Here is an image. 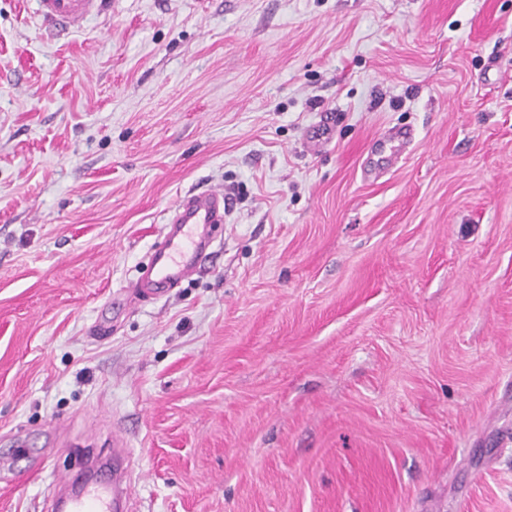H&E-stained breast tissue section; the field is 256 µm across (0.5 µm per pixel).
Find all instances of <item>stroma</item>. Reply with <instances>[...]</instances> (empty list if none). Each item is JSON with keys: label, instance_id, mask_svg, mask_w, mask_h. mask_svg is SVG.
Masks as SVG:
<instances>
[{"label": "stroma", "instance_id": "35a3bbf8", "mask_svg": "<svg viewBox=\"0 0 512 512\" xmlns=\"http://www.w3.org/2000/svg\"><path fill=\"white\" fill-rule=\"evenodd\" d=\"M116 437L137 512H512V0H0V512ZM37 15L44 24L65 33L81 29L86 20L105 13L112 0H37ZM334 117L332 113H326L319 124L312 127L307 136L308 148L314 152L324 148L333 137ZM232 207L229 197L213 190L181 197L172 208L161 248L151 256L148 275L135 283L133 292L156 298L205 262L210 254V227L223 224Z\"/></svg>", "mask_w": 512, "mask_h": 512}]
</instances>
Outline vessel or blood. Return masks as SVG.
Segmentation results:
<instances>
[{
    "instance_id": "vessel-or-blood-1",
    "label": "vessel or blood",
    "mask_w": 512,
    "mask_h": 512,
    "mask_svg": "<svg viewBox=\"0 0 512 512\" xmlns=\"http://www.w3.org/2000/svg\"><path fill=\"white\" fill-rule=\"evenodd\" d=\"M37 14L44 24L70 33L81 29L86 20L105 13L112 0H37ZM334 117L324 114L312 127L307 144L319 151L333 137ZM232 211V201L224 193L203 190L181 197L172 209L169 229L150 259L149 273L134 285L135 293L160 296L163 289L177 284L189 271L209 256L211 225L223 223ZM133 476L123 472L110 485H88L71 497L57 500L55 512H112L119 503H132Z\"/></svg>"
}]
</instances>
